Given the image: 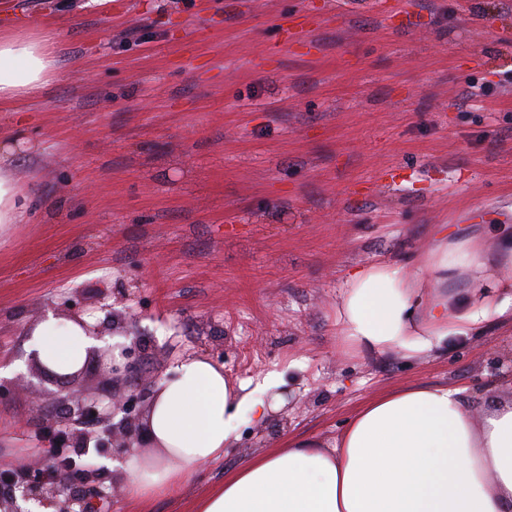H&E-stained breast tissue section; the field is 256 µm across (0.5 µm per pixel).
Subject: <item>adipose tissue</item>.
I'll list each match as a JSON object with an SVG mask.
<instances>
[{"mask_svg":"<svg viewBox=\"0 0 512 512\" xmlns=\"http://www.w3.org/2000/svg\"><path fill=\"white\" fill-rule=\"evenodd\" d=\"M54 29H0V103L38 94L57 70ZM19 138L0 133V224H24L37 207L13 175ZM429 247L402 262L354 268L336 302V350L401 352L423 359L494 319L512 318V246L430 228ZM499 273H486L489 265ZM469 277L451 309L446 287ZM50 371L78 372L98 342L73 320L47 314L32 330ZM280 374L236 382L205 355L182 358L154 391L143 425L147 446L118 466L140 504L182 486L194 468L233 448L243 419L265 422L284 404ZM196 512H512V401L475 422L459 388L408 385L367 398L333 447L290 438L248 459L200 498Z\"/></svg>","mask_w":512,"mask_h":512,"instance_id":"ef3b65f1","label":"adipose tissue"}]
</instances>
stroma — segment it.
<instances>
[{
    "instance_id": "35a3bbf8",
    "label": "stroma",
    "mask_w": 512,
    "mask_h": 512,
    "mask_svg": "<svg viewBox=\"0 0 512 512\" xmlns=\"http://www.w3.org/2000/svg\"><path fill=\"white\" fill-rule=\"evenodd\" d=\"M397 2L0 0V19L66 31L43 92L0 106L29 143L15 178L42 202L0 231V463L66 427L30 350L50 312L137 327L143 384L192 354L285 380L287 408L244 421L149 512H194L288 437L332 446L381 392L459 387L477 420L512 398L511 321L419 361L336 351L351 268L428 246L462 211L461 234L512 233V0ZM60 454L88 466L78 493L97 512H139L106 451L76 438Z\"/></svg>"
}]
</instances>
